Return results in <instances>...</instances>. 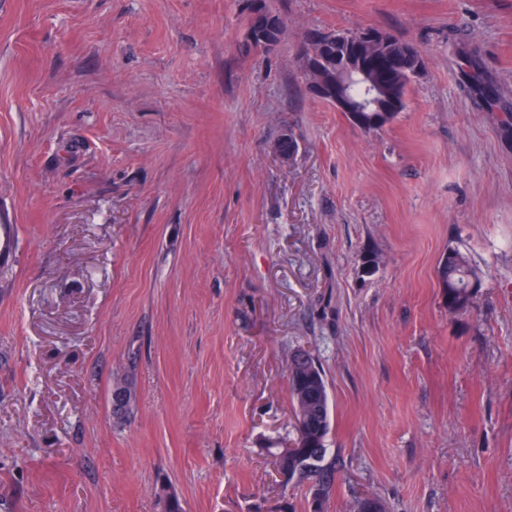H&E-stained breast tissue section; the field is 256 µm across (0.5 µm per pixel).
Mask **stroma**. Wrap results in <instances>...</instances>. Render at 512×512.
<instances>
[{
    "label": "stroma",
    "instance_id": "35a3bbf8",
    "mask_svg": "<svg viewBox=\"0 0 512 512\" xmlns=\"http://www.w3.org/2000/svg\"><path fill=\"white\" fill-rule=\"evenodd\" d=\"M267 3L272 51L244 0H0V512H158L164 484L185 512H310L264 452L295 437L299 348L323 512H512V0ZM356 26L427 59L378 130L296 63ZM452 247L480 277L453 314ZM245 10L248 14L249 27L252 25L254 15L258 12H265L267 15L277 19L278 25L275 29L273 37L279 46L283 40V36L287 27L285 18L276 11L268 8L265 0H246ZM288 381L296 446L288 456V482L309 484L313 512H321L334 495L333 473L329 470L328 436L331 408L323 370L310 352ZM287 482V483H288Z\"/></svg>",
    "mask_w": 512,
    "mask_h": 512
}]
</instances>
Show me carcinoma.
<instances>
[{
    "label": "carcinoma",
    "instance_id": "carcinoma-1",
    "mask_svg": "<svg viewBox=\"0 0 512 512\" xmlns=\"http://www.w3.org/2000/svg\"><path fill=\"white\" fill-rule=\"evenodd\" d=\"M245 10L250 21L258 12L276 18L278 25L273 37L276 42H282L286 20L268 8L266 0H246ZM363 32L362 28L336 31V36L344 37L346 42L341 45L329 43L321 66L325 71L334 73L336 56H345L348 60L346 67L367 70L385 83L389 111L362 113L365 129L377 130L392 123L406 107L410 85L426 69V58L413 44L389 32L385 43L371 50L363 46ZM344 92L362 100L372 89L364 80L353 78ZM438 273L448 293V310L459 311L469 307L480 280L467 257L457 248H448ZM288 386L297 435L296 446L288 456V480L309 484L313 494V512H322L324 503L335 493L328 461L331 408L324 372L312 353H307V359L298 367L295 376L289 378Z\"/></svg>",
    "mask_w": 512,
    "mask_h": 512
}]
</instances>
